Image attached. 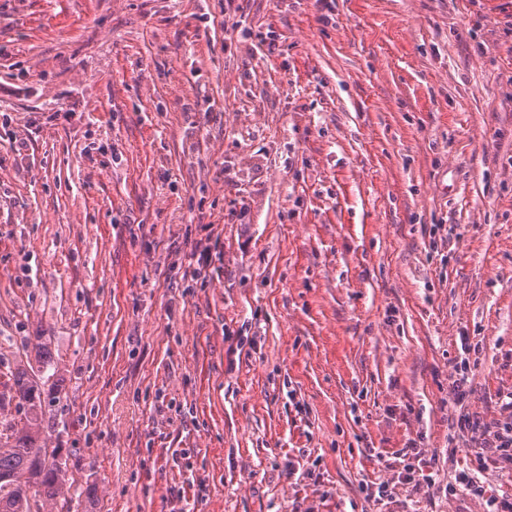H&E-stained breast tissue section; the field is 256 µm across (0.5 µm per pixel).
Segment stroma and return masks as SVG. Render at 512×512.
<instances>
[{"label": "stroma", "mask_w": 512, "mask_h": 512, "mask_svg": "<svg viewBox=\"0 0 512 512\" xmlns=\"http://www.w3.org/2000/svg\"><path fill=\"white\" fill-rule=\"evenodd\" d=\"M38 336L70 512H483L512 0H0L2 423ZM460 360L454 367V374L450 375L451 392L456 405L460 406L457 419V427L462 431L471 433L473 441L481 451H476L471 467L459 471L455 475V483L448 484L449 495H454L458 490L466 491L469 495L481 499L485 504V512H510L511 506L501 502L485 486L480 478L485 462V452L493 454L503 464L501 468L512 471V391L501 394V403L508 415L493 422H482L477 414H470L462 410L465 401L471 395L468 382L470 368L469 355L472 347L467 337L461 338ZM511 508V509H510Z\"/></svg>", "instance_id": "1"}]
</instances>
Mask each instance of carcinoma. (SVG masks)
Masks as SVG:
<instances>
[{"label":"carcinoma","mask_w":512,"mask_h":512,"mask_svg":"<svg viewBox=\"0 0 512 512\" xmlns=\"http://www.w3.org/2000/svg\"><path fill=\"white\" fill-rule=\"evenodd\" d=\"M31 351L41 364V377L55 376L47 344L39 341ZM9 381L21 421L0 429V512H40V504L58 501L60 512H69L63 490L66 467L47 468L41 458L44 411L61 402L60 392L38 385L26 366L10 372Z\"/></svg>","instance_id":"1"}]
</instances>
